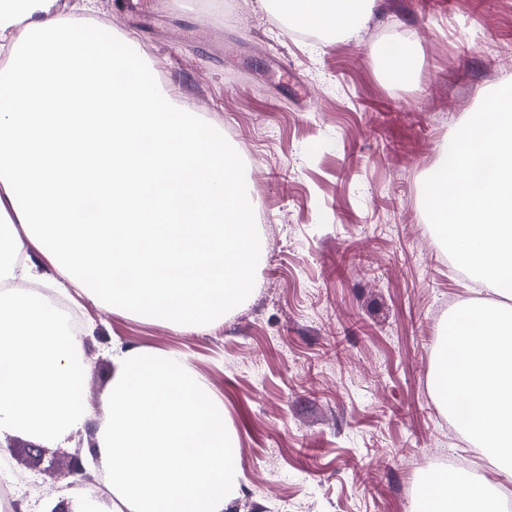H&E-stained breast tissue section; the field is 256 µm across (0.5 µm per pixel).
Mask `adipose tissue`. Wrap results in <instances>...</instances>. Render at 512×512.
Returning <instances> with one entry per match:
<instances>
[{"mask_svg":"<svg viewBox=\"0 0 512 512\" xmlns=\"http://www.w3.org/2000/svg\"><path fill=\"white\" fill-rule=\"evenodd\" d=\"M55 0H0V280L36 279L24 261L46 243L99 302L179 330L222 320L247 297L263 255L253 199L223 138L179 110L152 69L120 80L135 51L110 24L54 9ZM369 0H280L299 28L357 36ZM93 29L92 41L75 28ZM148 137L146 149L132 143ZM0 431L57 447L97 428L94 454L127 512H224L241 488L224 403L175 353L112 345V381L96 413L85 360L57 315L0 293ZM433 386L462 400L463 431L512 463V310L461 309L448 327ZM422 512H495L485 488L453 472L432 477Z\"/></svg>","mask_w":512,"mask_h":512,"instance_id":"obj_1","label":"adipose tissue"}]
</instances>
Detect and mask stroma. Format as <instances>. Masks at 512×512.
<instances>
[{"instance_id": "35a3bbf8", "label": "stroma", "mask_w": 512, "mask_h": 512, "mask_svg": "<svg viewBox=\"0 0 512 512\" xmlns=\"http://www.w3.org/2000/svg\"><path fill=\"white\" fill-rule=\"evenodd\" d=\"M100 16L182 111L217 130L245 165L264 242L252 293L220 324L180 331L73 291L95 404L110 349L175 351L223 399L243 480L224 512H417L437 453L502 512L512 481L483 465L432 388L448 322L486 297L447 254L421 202L428 171L484 97L512 82V0H371L356 38L300 37L263 0H97ZM414 45L415 81L386 82L372 54ZM95 434L40 457L0 434L6 464L38 495L15 512L81 494L65 489Z\"/></svg>"}]
</instances>
